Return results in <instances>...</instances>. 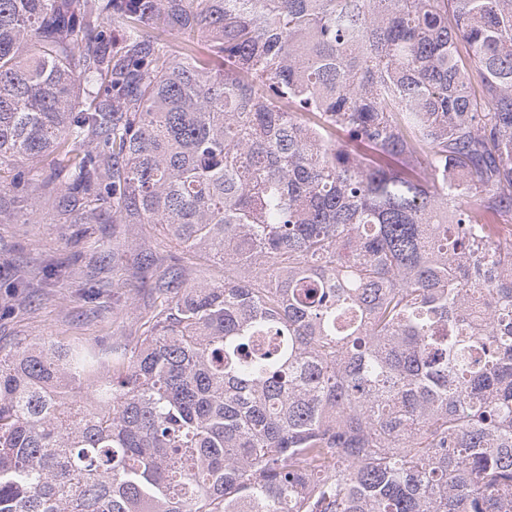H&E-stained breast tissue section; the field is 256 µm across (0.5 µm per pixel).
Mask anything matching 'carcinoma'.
Listing matches in <instances>:
<instances>
[{"mask_svg": "<svg viewBox=\"0 0 512 512\" xmlns=\"http://www.w3.org/2000/svg\"><path fill=\"white\" fill-rule=\"evenodd\" d=\"M2 171L224 282L0 354V512H512V0H0Z\"/></svg>", "mask_w": 512, "mask_h": 512, "instance_id": "1", "label": "carcinoma"}]
</instances>
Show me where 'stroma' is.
Returning a JSON list of instances; mask_svg holds the SVG:
<instances>
[{
  "mask_svg": "<svg viewBox=\"0 0 512 512\" xmlns=\"http://www.w3.org/2000/svg\"><path fill=\"white\" fill-rule=\"evenodd\" d=\"M41 201L31 213L28 201ZM53 186L28 183L0 207V351L53 341L131 351L156 299L158 275L179 258L190 282L224 279L145 224H116L100 211L88 224L58 205Z\"/></svg>",
  "mask_w": 512,
  "mask_h": 512,
  "instance_id": "1",
  "label": "stroma"
}]
</instances>
